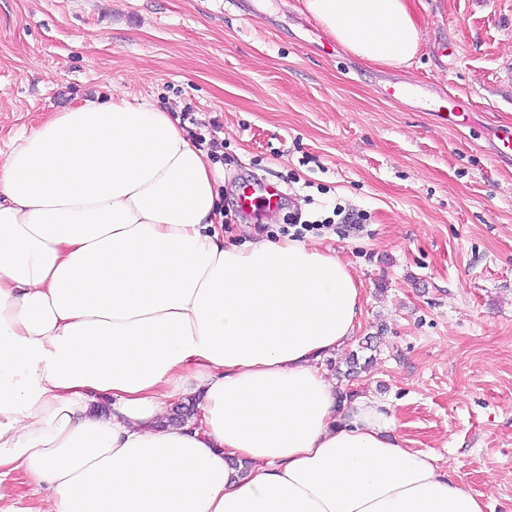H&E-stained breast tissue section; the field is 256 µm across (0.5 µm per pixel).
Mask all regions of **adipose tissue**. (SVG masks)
I'll use <instances>...</instances> for the list:
<instances>
[{"label": "adipose tissue", "instance_id": "ef3b65f1", "mask_svg": "<svg viewBox=\"0 0 512 512\" xmlns=\"http://www.w3.org/2000/svg\"><path fill=\"white\" fill-rule=\"evenodd\" d=\"M300 2L368 63L420 51L409 0ZM218 203L202 151L151 102L88 99L15 137L0 512H484L402 446L389 405L339 400L322 361L359 325L348 266L314 243L225 240ZM193 395L199 421L164 426Z\"/></svg>", "mask_w": 512, "mask_h": 512}]
</instances>
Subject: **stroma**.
<instances>
[{"label":"stroma","instance_id":"obj_1","mask_svg":"<svg viewBox=\"0 0 512 512\" xmlns=\"http://www.w3.org/2000/svg\"><path fill=\"white\" fill-rule=\"evenodd\" d=\"M410 67L325 55L298 0H0V149L96 95L150 101L211 160L224 234L278 239L287 218L364 291L344 347L379 336L351 381L386 401L403 447L432 456L485 512H512V0H413ZM407 82L418 101L386 99ZM460 97L451 127L420 99ZM285 188L241 213L243 186ZM360 217L347 228L345 214Z\"/></svg>","mask_w":512,"mask_h":512}]
</instances>
